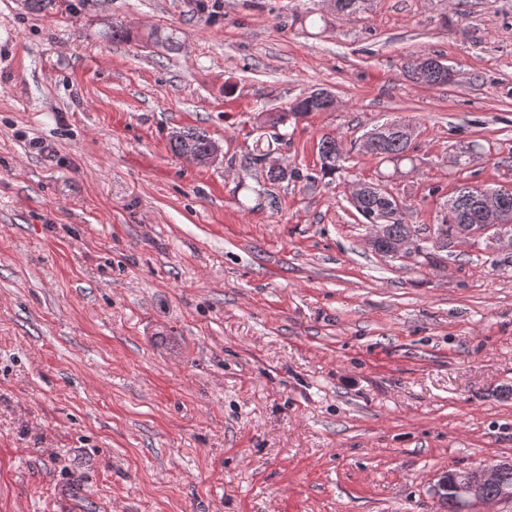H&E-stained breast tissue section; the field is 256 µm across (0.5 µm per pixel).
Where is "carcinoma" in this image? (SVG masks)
I'll list each match as a JSON object with an SVG mask.
<instances>
[{
  "instance_id": "obj_1",
  "label": "carcinoma",
  "mask_w": 512,
  "mask_h": 512,
  "mask_svg": "<svg viewBox=\"0 0 512 512\" xmlns=\"http://www.w3.org/2000/svg\"><path fill=\"white\" fill-rule=\"evenodd\" d=\"M426 59L435 60L437 56L423 55L406 65V73L411 80L426 86H444L452 82L454 71L451 68L446 74L436 68L425 74L422 73L423 61ZM329 110V101L311 92L309 95L295 100L280 112L266 113L263 125L276 129L287 124L291 118L297 119L312 112H327ZM370 133L378 140V147L371 152V156L379 159L382 163L392 164L394 173H401L403 162H415L414 157L410 154L411 141L405 137L401 122L390 120L377 124L370 130ZM185 138L195 142L201 155H207L212 139L205 132L193 128L179 130L172 134L170 147L174 153L181 154L182 140ZM319 155L322 176H333L342 169L345 156L337 150L335 136L322 137L319 144ZM487 191L489 188L482 185L463 183L453 192L452 205L447 215L437 223L422 228L416 224L406 223L405 219L398 215L387 224V239H398L412 231L422 232L421 257L429 265L436 266L448 259L450 244L455 239L462 237L468 227L483 223L481 201ZM388 207L389 201L373 192L365 193L354 203V209L368 224L379 223L381 218L387 214ZM507 491L512 492V466L503 469L499 484L487 488L486 493L497 496Z\"/></svg>"
}]
</instances>
